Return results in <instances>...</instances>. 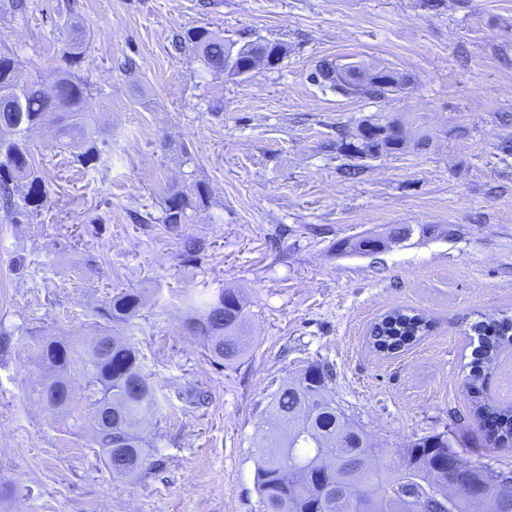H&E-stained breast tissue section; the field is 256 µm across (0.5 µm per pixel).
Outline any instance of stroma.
<instances>
[{"instance_id": "1", "label": "stroma", "mask_w": 512, "mask_h": 512, "mask_svg": "<svg viewBox=\"0 0 512 512\" xmlns=\"http://www.w3.org/2000/svg\"><path fill=\"white\" fill-rule=\"evenodd\" d=\"M0 0V54L19 81L50 79L68 27L106 143L82 167L52 126L28 147L48 197L13 224L0 213V512H259L264 398L312 364L332 365L336 401L399 460L424 435L455 431L470 462L512 470V446L486 444L463 380L473 323L512 315V0ZM286 42L278 68L240 82L206 71L177 34ZM381 63L412 74L386 102L309 78L318 61ZM415 117L424 152L367 160L344 180L336 131L374 112ZM204 205L159 223L169 191ZM153 215L143 223V215ZM411 230L373 254L346 239ZM205 239L203 255L183 241ZM116 288L144 290L125 334L144 355L161 410L144 435L158 467L113 477L85 430H60L32 395L44 336L91 339ZM241 289L249 351L223 367L183 328V297ZM396 308L432 322L385 356L370 326Z\"/></svg>"}]
</instances>
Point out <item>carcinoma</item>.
I'll use <instances>...</instances> for the list:
<instances>
[{
	"instance_id": "cac0c4a2",
	"label": "carcinoma",
	"mask_w": 512,
	"mask_h": 512,
	"mask_svg": "<svg viewBox=\"0 0 512 512\" xmlns=\"http://www.w3.org/2000/svg\"><path fill=\"white\" fill-rule=\"evenodd\" d=\"M86 34L78 25L68 29L63 64L48 83L19 84L16 63L0 56V208L11 222L28 207H39L47 197L35 168L27 140L51 123L58 136L77 148L76 160L86 168L95 166L103 150L93 120L84 111L90 84L73 69L85 53ZM178 43L190 48L208 70L236 80L257 60L277 64L288 54L282 41L238 42L226 39L204 26L179 35ZM312 79L339 94L373 102L392 98L414 83L412 75L387 65H338L322 61ZM431 137L415 141L405 135V123L381 112L363 117L352 130H341L336 149L354 159L357 155L381 157L409 149L421 151ZM205 190L197 188L192 199L172 191L164 201L158 221L172 229L187 223V211L200 207ZM142 308V296L121 290L99 308L106 324L99 336L86 345L76 339L47 336L38 343L36 360L45 371L44 381L33 393L57 410L71 426L87 430L91 444L101 449L117 478H133L154 465L140 425L157 410V394L144 371L143 358L112 325H131ZM183 327L201 339L209 358L231 366L245 352L243 337L248 312L240 294L220 289L213 295L199 294L187 300ZM432 324L413 309H394L375 322L369 342L376 351L394 354L426 336ZM512 317L481 321L474 332L484 337L478 361L465 376L474 416L494 414L496 438L512 440V403L497 402L485 393L488 375L496 368L502 349L512 342ZM333 369L311 365L296 378L280 384L269 394L261 412L265 425V451L256 463L255 487L260 512H364L348 486L355 484L374 512H413L401 498L439 473L440 455L447 449L455 455L454 432L424 435L404 451L398 467L380 463L375 446L331 396L328 383ZM121 444L125 458L110 456L111 445ZM466 469L457 475L462 486L482 482L483 466L463 461Z\"/></svg>"
}]
</instances>
